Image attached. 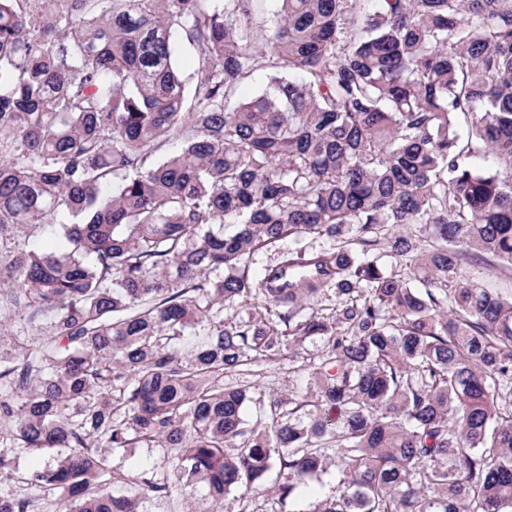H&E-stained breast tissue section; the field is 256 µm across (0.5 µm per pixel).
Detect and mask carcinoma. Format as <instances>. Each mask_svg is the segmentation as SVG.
Returning <instances> with one entry per match:
<instances>
[{
    "instance_id": "obj_1",
    "label": "carcinoma",
    "mask_w": 512,
    "mask_h": 512,
    "mask_svg": "<svg viewBox=\"0 0 512 512\" xmlns=\"http://www.w3.org/2000/svg\"><path fill=\"white\" fill-rule=\"evenodd\" d=\"M275 4L0 0V315L40 337L0 347V444L68 449L34 475L61 512L197 482L216 512L274 469L284 500L331 464L316 512H506L512 298L463 258L512 266V0ZM263 51L278 75L229 106ZM310 236L336 251L249 276ZM311 337L313 409L272 399L248 426L224 374ZM151 443L170 479L112 490L109 449ZM314 252L334 251L336 242L327 238L306 239L300 244H296L291 240H284L276 245L264 247L258 253L253 255L248 263V271L250 277H258L264 272L268 266L276 265L280 262L284 252L289 249H300Z\"/></svg>"
}]
</instances>
